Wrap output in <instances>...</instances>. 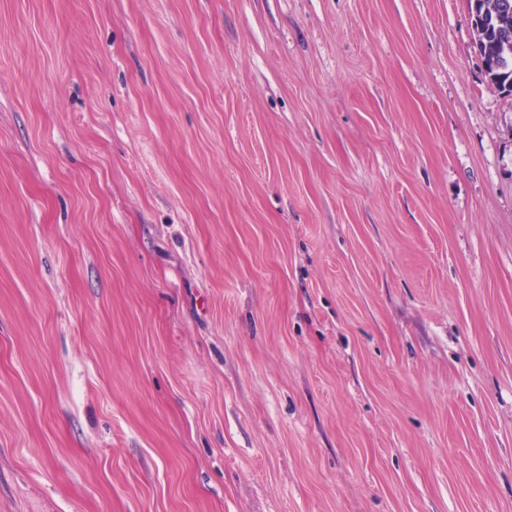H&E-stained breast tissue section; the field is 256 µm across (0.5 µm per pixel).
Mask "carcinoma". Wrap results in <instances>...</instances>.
<instances>
[{
  "mask_svg": "<svg viewBox=\"0 0 512 512\" xmlns=\"http://www.w3.org/2000/svg\"><path fill=\"white\" fill-rule=\"evenodd\" d=\"M477 55L488 81L512 96V0H468Z\"/></svg>",
  "mask_w": 512,
  "mask_h": 512,
  "instance_id": "carcinoma-1",
  "label": "carcinoma"
}]
</instances>
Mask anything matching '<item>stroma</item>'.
<instances>
[{
    "label": "stroma",
    "mask_w": 512,
    "mask_h": 512,
    "mask_svg": "<svg viewBox=\"0 0 512 512\" xmlns=\"http://www.w3.org/2000/svg\"><path fill=\"white\" fill-rule=\"evenodd\" d=\"M0 512H512L468 0H0Z\"/></svg>",
    "instance_id": "35a3bbf8"
}]
</instances>
